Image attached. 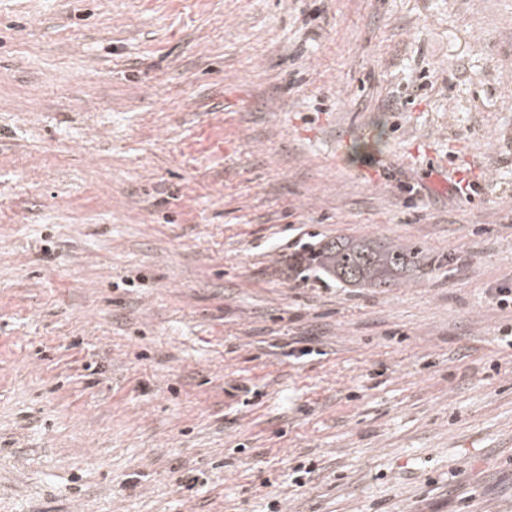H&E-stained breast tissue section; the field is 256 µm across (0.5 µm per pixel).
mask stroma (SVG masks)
Instances as JSON below:
<instances>
[{
	"mask_svg": "<svg viewBox=\"0 0 512 512\" xmlns=\"http://www.w3.org/2000/svg\"><path fill=\"white\" fill-rule=\"evenodd\" d=\"M498 286L512 0H0V512H512ZM314 260L337 281L365 288H394L420 262L419 249L410 245L345 238L322 245Z\"/></svg>",
	"mask_w": 512,
	"mask_h": 512,
	"instance_id": "1",
	"label": "stroma"
}]
</instances>
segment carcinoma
<instances>
[{
	"instance_id": "carcinoma-1",
	"label": "carcinoma",
	"mask_w": 512,
	"mask_h": 512,
	"mask_svg": "<svg viewBox=\"0 0 512 512\" xmlns=\"http://www.w3.org/2000/svg\"><path fill=\"white\" fill-rule=\"evenodd\" d=\"M318 268L337 281L365 288H394L418 269L419 249L410 245L338 238L315 254Z\"/></svg>"
}]
</instances>
